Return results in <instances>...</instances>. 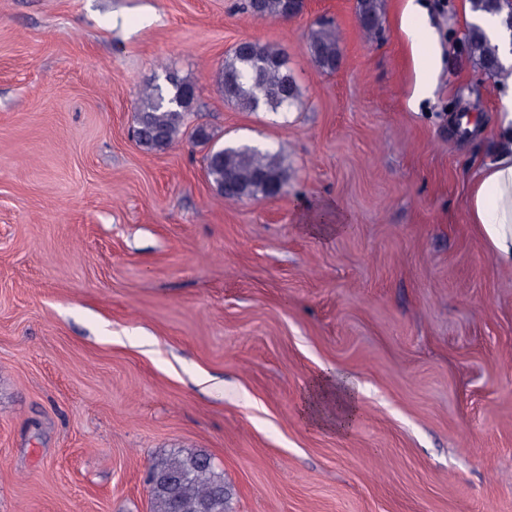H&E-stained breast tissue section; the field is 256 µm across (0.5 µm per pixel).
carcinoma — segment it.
I'll return each instance as SVG.
<instances>
[{
  "label": "carcinoma",
  "mask_w": 512,
  "mask_h": 512,
  "mask_svg": "<svg viewBox=\"0 0 512 512\" xmlns=\"http://www.w3.org/2000/svg\"><path fill=\"white\" fill-rule=\"evenodd\" d=\"M471 9L499 12L509 8L506 21H512V0H469ZM302 0H245L243 9L257 17L283 19L302 12ZM363 19L361 29L372 36L384 31L382 0H357ZM461 48L489 77L501 70L498 48L485 32L473 25L465 30ZM309 54L324 72L336 71L343 59L340 38L332 23L321 22L312 29ZM216 81L224 100L237 108L257 112H286L300 101L302 90L288 57L269 43L248 40L228 52ZM195 84L173 71L164 82L148 85L139 98L136 111L137 141L147 151L169 148L180 134L190 105L185 95ZM206 172L226 201L269 197L272 186L282 187L287 178L281 151L258 146H226L209 153ZM154 512H226L228 494L224 472L217 470L203 452H174L150 466L148 475Z\"/></svg>",
  "instance_id": "carcinoma-1"
}]
</instances>
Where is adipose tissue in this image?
Wrapping results in <instances>:
<instances>
[{"label": "adipose tissue", "mask_w": 512, "mask_h": 512, "mask_svg": "<svg viewBox=\"0 0 512 512\" xmlns=\"http://www.w3.org/2000/svg\"><path fill=\"white\" fill-rule=\"evenodd\" d=\"M497 112L493 133L496 146L481 162L468 186L467 210L495 262L512 269V70L499 74L495 84ZM333 392L340 405L337 430L343 431L357 408V387L353 378L332 372L316 377L311 395Z\"/></svg>", "instance_id": "ef3b65f1"}]
</instances>
